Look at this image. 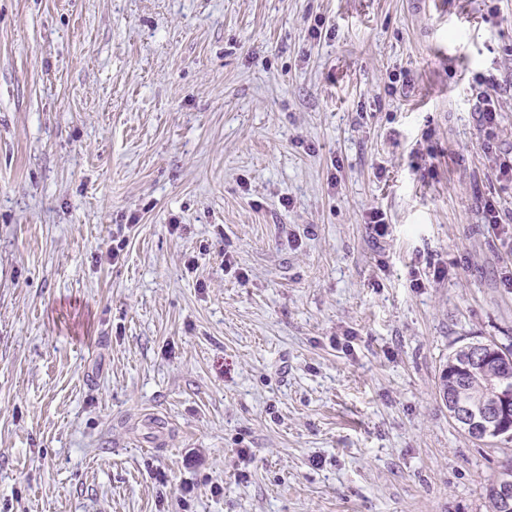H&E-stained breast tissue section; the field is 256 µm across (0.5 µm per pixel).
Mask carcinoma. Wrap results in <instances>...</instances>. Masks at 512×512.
I'll list each match as a JSON object with an SVG mask.
<instances>
[{"instance_id": "obj_1", "label": "carcinoma", "mask_w": 512, "mask_h": 512, "mask_svg": "<svg viewBox=\"0 0 512 512\" xmlns=\"http://www.w3.org/2000/svg\"><path fill=\"white\" fill-rule=\"evenodd\" d=\"M501 357L483 364L465 366L466 347L461 345L448 353V363L440 376L439 396L443 404H448L452 395L479 411L488 403V391L504 389L512 392V344L498 347ZM503 440L512 442V405L502 414V418L489 424L488 433L483 441ZM512 479V463L503 466L497 480L486 488V498L490 512H507L505 504L499 498L495 487L499 481Z\"/></svg>"}]
</instances>
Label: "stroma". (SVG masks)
Listing matches in <instances>:
<instances>
[{
  "instance_id": "1",
  "label": "stroma",
  "mask_w": 512,
  "mask_h": 512,
  "mask_svg": "<svg viewBox=\"0 0 512 512\" xmlns=\"http://www.w3.org/2000/svg\"><path fill=\"white\" fill-rule=\"evenodd\" d=\"M428 2L0 0V512H487L512 0ZM494 345L501 353L500 358L493 359L497 357L498 350L488 342L483 351H478V357L493 360L469 367H465L468 346L457 347L449 352L448 363L440 376L439 396L445 407H448L450 418L448 395L475 409L466 404H457L452 411L454 419L471 433L470 438L474 440L482 435L487 423L496 418L499 406L508 404L509 396L495 391L490 395L489 407L480 411L488 403V391L506 389L508 393L512 392V344Z\"/></svg>"
}]
</instances>
